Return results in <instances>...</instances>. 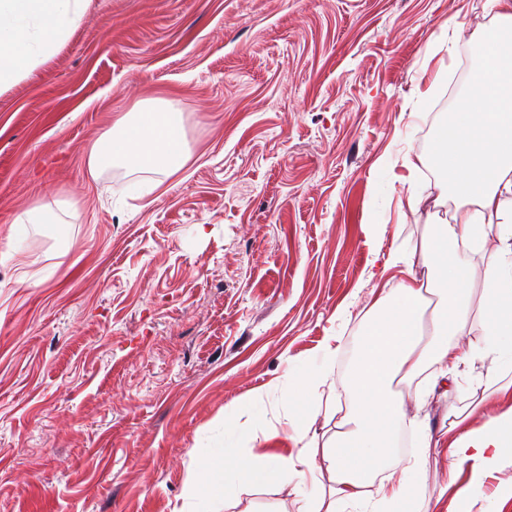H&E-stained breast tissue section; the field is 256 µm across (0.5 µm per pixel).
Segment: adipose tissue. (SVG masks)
<instances>
[{
	"mask_svg": "<svg viewBox=\"0 0 512 512\" xmlns=\"http://www.w3.org/2000/svg\"><path fill=\"white\" fill-rule=\"evenodd\" d=\"M91 0H0V91L32 75L67 44ZM490 15L473 44L477 72L474 90L461 98L435 137L432 149L407 158L391 178L411 185L420 168L436 167L434 205L454 201L451 220L435 221L420 249L419 261L391 253L385 270L391 278L365 314L356 359L348 377L349 402L334 436L308 438L313 416L307 402L323 384L336 359L326 348L320 366H305L290 379L289 390L301 414L290 417L300 448L296 455L266 462L245 455L239 432H224L220 455L205 462L212 476L192 484L197 512L228 483L242 487L289 484L298 468L327 476L329 494H308L301 512H337L340 504H359L364 512H422L423 471L431 435H423L418 453L406 463L395 454L397 436L420 429L399 386L416 379L427 365L439 372L433 385L455 388L456 368L466 356L496 353L512 361V0H479ZM182 100L172 96L117 116L85 157L91 178L105 168L150 171L171 176L185 167L191 152L184 134ZM486 256L485 264H467L463 253ZM423 273H415V266ZM439 293L430 303V293ZM502 410L468 425L448 444L457 468L470 464V481L457 491L464 499L478 490L491 466L512 454V386L498 388ZM388 472L389 484L372 488L373 477Z\"/></svg>",
	"mask_w": 512,
	"mask_h": 512,
	"instance_id": "ef3b65f1",
	"label": "adipose tissue"
}]
</instances>
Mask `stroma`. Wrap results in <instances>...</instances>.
Returning a JSON list of instances; mask_svg holds the SVG:
<instances>
[{"label":"stroma","instance_id":"1","mask_svg":"<svg viewBox=\"0 0 512 512\" xmlns=\"http://www.w3.org/2000/svg\"><path fill=\"white\" fill-rule=\"evenodd\" d=\"M487 22L474 0H92L66 47L0 93V512H193L188 478L224 438L294 452L290 368L327 342L351 360L390 251L426 213L387 163L427 151ZM463 24L455 35L454 24ZM182 95L192 158L159 180L84 157L136 103ZM66 202L16 232L23 209ZM342 370L310 437L337 430ZM278 390H271L273 381ZM420 419L496 412L503 360H464ZM432 449L428 512H512V454L465 500ZM236 491L218 512H298L296 486Z\"/></svg>","mask_w":512,"mask_h":512}]
</instances>
